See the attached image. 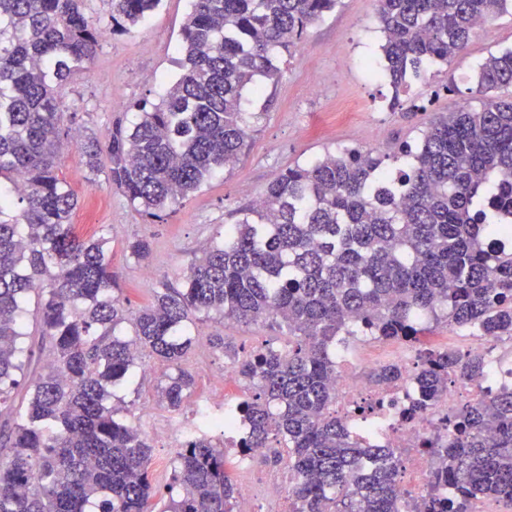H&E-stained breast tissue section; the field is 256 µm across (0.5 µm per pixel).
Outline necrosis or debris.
Masks as SVG:
<instances>
[{"label": "necrosis or debris", "mask_w": 512, "mask_h": 512, "mask_svg": "<svg viewBox=\"0 0 512 512\" xmlns=\"http://www.w3.org/2000/svg\"><path fill=\"white\" fill-rule=\"evenodd\" d=\"M470 351L483 357L484 375L475 381H449L434 405L410 418L405 412L419 394L412 375L415 368L412 347L397 348L395 359L408 373L393 384L371 386L345 362L337 369L334 382L337 417L346 423L359 442L380 443L398 449L401 455L399 481L407 493L405 512L424 510V502L434 483V469L421 444L425 439L444 433L450 409L505 388L512 390V339L500 345L479 341L471 345ZM286 490L283 472L261 471L255 486L240 494L238 512H283L280 500Z\"/></svg>", "instance_id": "obj_1"}]
</instances>
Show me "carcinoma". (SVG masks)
Masks as SVG:
<instances>
[{"label":"carcinoma","mask_w":512,"mask_h":512,"mask_svg":"<svg viewBox=\"0 0 512 512\" xmlns=\"http://www.w3.org/2000/svg\"><path fill=\"white\" fill-rule=\"evenodd\" d=\"M162 0H108L112 33L129 34ZM338 0H192L181 30L179 77L137 120L112 126L105 147L84 144L91 171L106 150L108 180L139 213L159 218L248 146L254 113L245 94L275 79L279 56L302 42ZM512 14V0H377L383 72L400 93L432 63H446L477 34L476 22ZM101 31L84 0H0V512H153L152 446L112 406L136 352L171 374L161 404L178 410L193 376L181 368L193 319H270L288 346H269L236 366L249 395L233 416L248 426L242 448L275 440L287 449L291 512H403L395 448L362 447L336 419L337 347L363 328L414 346L421 317L478 336H512V252L489 244L488 204L512 205V49L488 56L472 78L478 105L431 119L392 156L345 149L290 168L238 210L178 287L163 285L127 317L103 239L83 238L78 199L60 175L66 108L58 89L96 55ZM137 261L146 239L127 243ZM37 297L31 368L25 316ZM131 322L132 336L117 332ZM485 363L451 348L417 352L420 399L438 400L448 377L476 380ZM398 362L373 383L397 382ZM26 381L27 401L12 394ZM437 469L429 512H469L477 498L512 504V390L448 415L428 443ZM164 512H234L238 490L224 444L201 427L177 452Z\"/></svg>","instance_id":"carcinoma-1"}]
</instances>
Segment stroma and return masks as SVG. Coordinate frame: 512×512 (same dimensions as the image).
Segmentation results:
<instances>
[{"label":"stroma","instance_id":"obj_1","mask_svg":"<svg viewBox=\"0 0 512 512\" xmlns=\"http://www.w3.org/2000/svg\"><path fill=\"white\" fill-rule=\"evenodd\" d=\"M189 11L190 0H162L135 32L107 36L93 61L61 90L70 112L72 145L59 167L80 195L73 222L83 224L85 212H92L112 261L115 295L130 314L150 303L162 285H179L191 259L225 225L235 223L236 210L277 175L354 147L394 154L413 143L435 113L469 103V76L489 53L512 48V14L489 19L465 52L434 66L427 80L413 82L403 106L394 109L388 81L373 69L381 38L376 0H339L335 10L308 28L295 52L282 56L279 77L247 93L246 109L260 118L237 163L156 220L135 212L112 187L108 156H101L98 171H90L80 145L91 138L105 141L116 120H135L132 105L158 101L175 81L183 60L181 28ZM320 75L323 89L311 93ZM135 238L150 241L148 260L137 261L126 252L127 241ZM191 337L182 367L195 379L193 395L220 401L224 390L213 386L211 378L222 374L227 357L217 338L231 343L241 361L262 347L284 345L288 332L271 322L246 325L215 316L195 321ZM139 364L137 375L116 392L122 416L136 426L145 414L160 418L168 413L157 398L168 367L146 350Z\"/></svg>","mask_w":512,"mask_h":512}]
</instances>
